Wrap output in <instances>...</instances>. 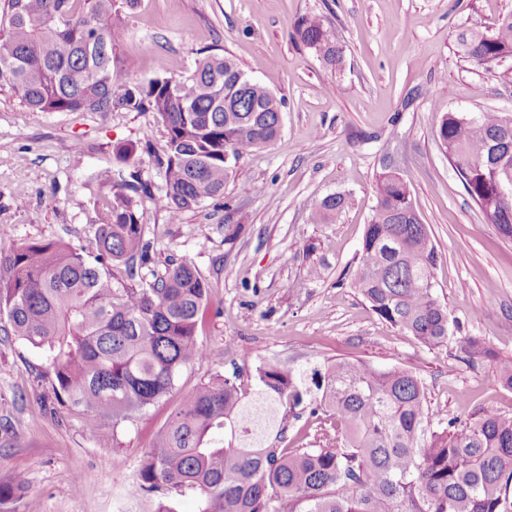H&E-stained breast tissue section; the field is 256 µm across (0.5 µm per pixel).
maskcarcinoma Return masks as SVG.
I'll list each match as a JSON object with an SVG mask.
<instances>
[{
    "label": "carcinoma",
    "instance_id": "1",
    "mask_svg": "<svg viewBox=\"0 0 512 512\" xmlns=\"http://www.w3.org/2000/svg\"><path fill=\"white\" fill-rule=\"evenodd\" d=\"M139 0H0V89L35 112H151L166 129L154 196L139 171L102 169L112 198L98 215L94 255L57 242L0 248V323L45 358L56 399L87 427H112L166 396L180 370L206 350L196 329L209 282L187 261H171L152 280L137 201L142 193L177 221L224 197L237 161L272 143L282 98L212 53L186 78L129 77L120 59L121 8ZM294 38L340 72L344 44L317 15ZM464 57L488 66L512 56V12L492 31L463 30ZM436 137L465 192L489 223L512 239V113L444 112ZM352 280L374 313L427 346L448 341V309L436 298L439 255L416 211L408 175L386 165ZM342 193L317 202L311 223L335 224ZM468 360H490L512 390V360L476 337ZM329 419L322 445L280 448L287 421L303 412ZM141 492L194 490L201 512H512V416L482 409L464 422L430 411L424 382L399 367L307 360L260 364L253 382L238 370L202 385L173 413L141 462ZM26 489L17 474L0 482V512Z\"/></svg>",
    "mask_w": 512,
    "mask_h": 512
}]
</instances>
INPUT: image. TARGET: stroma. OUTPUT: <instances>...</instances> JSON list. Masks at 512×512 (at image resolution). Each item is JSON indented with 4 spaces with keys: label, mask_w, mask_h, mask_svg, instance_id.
Wrapping results in <instances>:
<instances>
[{
    "label": "stroma",
    "mask_w": 512,
    "mask_h": 512,
    "mask_svg": "<svg viewBox=\"0 0 512 512\" xmlns=\"http://www.w3.org/2000/svg\"><path fill=\"white\" fill-rule=\"evenodd\" d=\"M512 0H140L122 14V59L137 82L189 75L214 49L283 97L282 130L241 157L219 200L170 222L143 200L153 243L144 280L172 260L210 284L197 334L209 357L179 373L170 394L100 443L82 415L58 403L38 350L0 334V481L24 474L13 512H199L201 496L162 490L128 496L144 455L175 409L201 384L260 363L308 358L400 367L424 382L431 409L466 419L481 409L512 415V390L489 361L467 362L465 337L512 358V239L466 194L435 137L445 111L512 113V59L486 68L463 58L458 31L493 29ZM323 17L345 45L342 73L293 39L298 20ZM150 142L134 162L159 190L154 156L165 129L149 112H34L0 90V245L60 241L92 252L98 214L112 196L93 178L117 168L112 149ZM394 160L438 250L435 294L452 323L431 348L381 320L351 288L375 204L374 178ZM244 182L263 184L243 194ZM342 192L340 222L314 224L313 205ZM319 267L322 276L309 275Z\"/></svg>",
    "instance_id": "35a3bbf8"
}]
</instances>
